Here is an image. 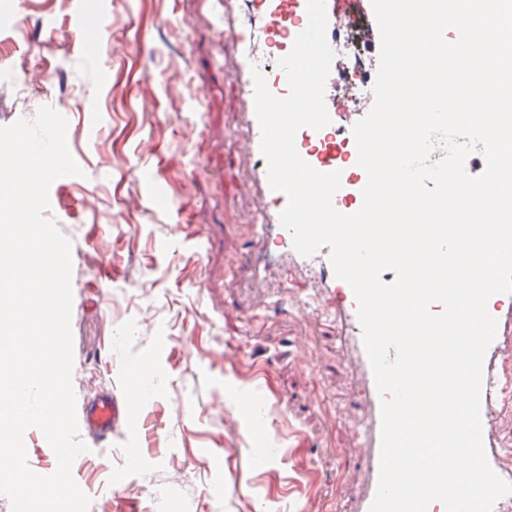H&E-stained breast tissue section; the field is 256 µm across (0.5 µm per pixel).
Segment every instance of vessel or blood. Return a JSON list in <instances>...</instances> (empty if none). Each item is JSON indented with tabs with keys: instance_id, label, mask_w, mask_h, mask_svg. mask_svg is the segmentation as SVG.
Instances as JSON below:
<instances>
[{
	"instance_id": "vessel-or-blood-1",
	"label": "vessel or blood",
	"mask_w": 512,
	"mask_h": 512,
	"mask_svg": "<svg viewBox=\"0 0 512 512\" xmlns=\"http://www.w3.org/2000/svg\"><path fill=\"white\" fill-rule=\"evenodd\" d=\"M360 4L364 15H371V0H326L328 16L327 40L336 44L349 14L350 2ZM210 13L218 54L225 73L235 84L240 108L234 125L248 156L249 179L258 205L248 219L259 246L276 244L280 266L292 267L316 279L322 306L336 319L337 333L351 359V368L363 394L360 446L364 450L367 475L365 491L356 512H370L376 494L380 462V395L362 341V328L357 317V302L351 287L336 278L329 259V247L310 257L294 251L290 234L281 227L279 214L287 204L286 196L272 190L267 178V162L260 152L261 130L255 114L253 69L266 76L273 94L286 96L288 87L278 58L287 54L295 37L308 24L306 0H204ZM328 126L313 130L302 128L295 138L298 153L321 172L341 173V187L333 197L334 207L342 213L356 212L362 204V190L367 181L365 171L357 164V149L352 127L359 120L356 112H331ZM347 146L345 160H338L337 144ZM497 321L496 336L489 346L483 365L481 419L482 435L488 461L506 482L512 483V469L502 467L500 460L506 446L492 432L497 409L512 400V378L502 367L504 351L512 347V294L495 296L490 310ZM80 430L121 429L139 433L142 423L129 400L113 394L97 395L88 401L78 419Z\"/></svg>"
}]
</instances>
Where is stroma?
I'll return each instance as SVG.
<instances>
[{
	"label": "stroma",
	"mask_w": 512,
	"mask_h": 512,
	"mask_svg": "<svg viewBox=\"0 0 512 512\" xmlns=\"http://www.w3.org/2000/svg\"><path fill=\"white\" fill-rule=\"evenodd\" d=\"M10 12L0 126L55 108L82 170L49 190L72 242L77 401L154 382L136 407L144 444L121 431L85 435L91 452L73 477L89 512H352L364 483L360 394L335 323L314 310L313 278L280 268L264 285L248 277L256 200L232 123L238 91L214 59L207 19L194 0H113L91 59L73 0H33L23 15L0 0V17ZM152 172L169 210L149 200ZM133 447L143 465L128 474ZM264 448L269 464L254 467Z\"/></svg>",
	"instance_id": "35a3bbf8"
}]
</instances>
